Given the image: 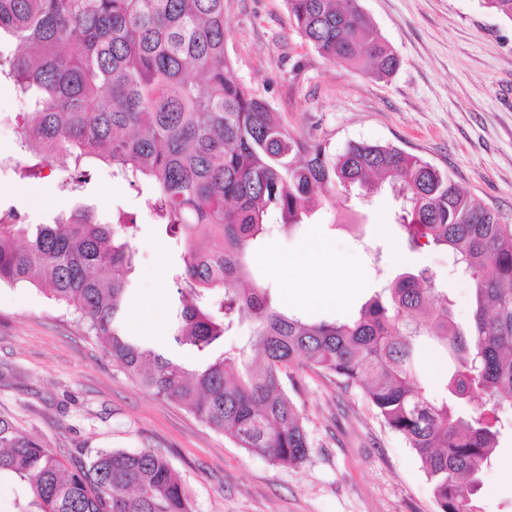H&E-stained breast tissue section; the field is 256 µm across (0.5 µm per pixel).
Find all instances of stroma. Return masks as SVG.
<instances>
[{
  "instance_id": "obj_1",
  "label": "stroma",
  "mask_w": 512,
  "mask_h": 512,
  "mask_svg": "<svg viewBox=\"0 0 512 512\" xmlns=\"http://www.w3.org/2000/svg\"><path fill=\"white\" fill-rule=\"evenodd\" d=\"M400 60L377 80L334 64L292 23L286 0H226L225 49L238 80L277 112L289 130L327 141L392 144L446 171L464 191L512 224V22L480 0H360ZM22 107L0 89V208L47 223L84 199L96 214L139 215L127 325L163 336L180 250L153 224L145 197L93 172L80 194L65 171L15 173L24 151ZM389 191L365 201L336 198L291 231L271 227L249 254L253 281L283 309L308 320H349L371 297L378 275L432 272L453 316L468 326L473 285L451 271L446 250L403 247ZM284 262L273 274V260ZM287 391L309 436V456L282 466L238 448L175 402L125 377L102 343L33 288H0V414L68 460L106 448H154L181 475L197 512H437L417 454L376 415L363 391L307 367ZM477 498L481 512H512V434L504 433Z\"/></svg>"
}]
</instances>
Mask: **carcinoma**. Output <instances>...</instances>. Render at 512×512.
I'll return each instance as SVG.
<instances>
[{
    "instance_id": "cac0c4a2",
    "label": "carcinoma",
    "mask_w": 512,
    "mask_h": 512,
    "mask_svg": "<svg viewBox=\"0 0 512 512\" xmlns=\"http://www.w3.org/2000/svg\"><path fill=\"white\" fill-rule=\"evenodd\" d=\"M302 37L326 60L376 79L400 60L359 0H286ZM225 0H0V82L28 155L22 179L66 163L80 188L96 164L151 193L150 212L182 246L163 342L126 327L137 214L114 222L76 203L49 224L0 211V286H32L103 339L112 363L238 447L280 465L308 456L286 391L300 363L359 385L378 416L419 456L438 512H479L483 472L512 410V225L448 174L392 144L340 152L291 133L234 75ZM388 185L411 250L442 246L474 285L471 325L456 326L433 275L403 272L358 315L309 323L251 280L250 250L276 216L292 229L327 199ZM250 336L224 349L242 324ZM449 353L444 394L416 380L417 340ZM212 351L195 367L183 353ZM477 398L470 414L455 404ZM23 494L15 512H196L169 459L151 448L106 449L66 464L0 414V477Z\"/></svg>"
}]
</instances>
